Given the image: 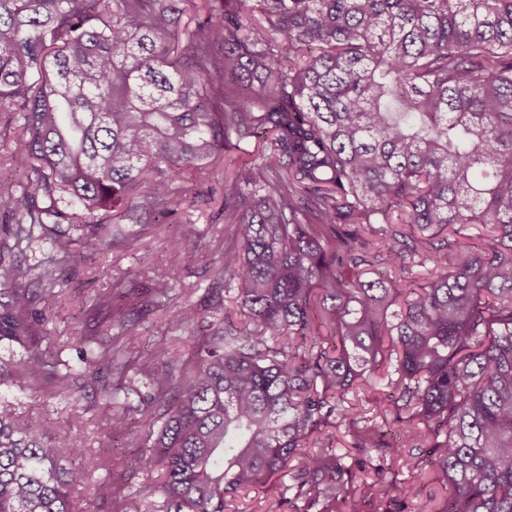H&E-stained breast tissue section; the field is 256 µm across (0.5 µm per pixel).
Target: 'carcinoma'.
Instances as JSON below:
<instances>
[{
    "label": "carcinoma",
    "mask_w": 512,
    "mask_h": 512,
    "mask_svg": "<svg viewBox=\"0 0 512 512\" xmlns=\"http://www.w3.org/2000/svg\"><path fill=\"white\" fill-rule=\"evenodd\" d=\"M182 2L0 0V113L27 172L0 182V342L24 350L0 360V387L88 392L107 428L92 457L70 419L49 430L0 400V512H87L76 491L98 470L101 512H143L132 468L161 470L160 512H227L288 474L303 512H363L420 496L358 486L370 460L404 457L445 489L432 512H512V0H205L192 28ZM254 139L268 150L224 177L218 274L236 310L188 352L144 357L133 316L175 275L142 295L117 280L92 299L106 322L69 343L79 365L62 360L46 324L68 274L129 244L100 225L160 181L171 194L147 206L169 214L186 171ZM39 244L50 256L23 265ZM377 262L398 278L361 280ZM199 319L185 304L169 324ZM362 385L402 442L344 406ZM342 422L352 463L307 451Z\"/></svg>",
    "instance_id": "carcinoma-1"
}]
</instances>
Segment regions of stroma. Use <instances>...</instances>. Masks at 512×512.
<instances>
[{
  "mask_svg": "<svg viewBox=\"0 0 512 512\" xmlns=\"http://www.w3.org/2000/svg\"><path fill=\"white\" fill-rule=\"evenodd\" d=\"M182 188V201L177 205L175 215L161 219L141 209L129 211L122 224L116 227L108 224L104 230L109 233L116 229L127 235L131 240L130 248L75 267L69 282L72 300L48 325L52 339L63 347L62 359L76 363V353L68 346L70 337L82 328L86 320L85 311L99 289L119 278L145 289L157 280L167 278L169 271L174 270L178 273L170 292L174 303L195 304L208 321L222 316L225 308L234 307L235 292L225 290L223 279L216 273L222 263L223 248L213 241L216 229L224 225L221 213L223 165L213 166L211 173L204 178L188 174ZM180 229L192 231L196 238L210 245L212 255L209 261H200L197 253L190 250L174 256L170 239ZM168 316V310L161 309L139 317L134 331L140 350L148 352L162 345L190 348L191 337L172 329ZM5 398L17 405L20 411L40 410L51 419L71 414L76 405L88 402L84 396L77 400L65 396L45 400L31 390H13L7 392Z\"/></svg>",
  "mask_w": 512,
  "mask_h": 512,
  "instance_id": "35a3bbf8",
  "label": "stroma"
}]
</instances>
